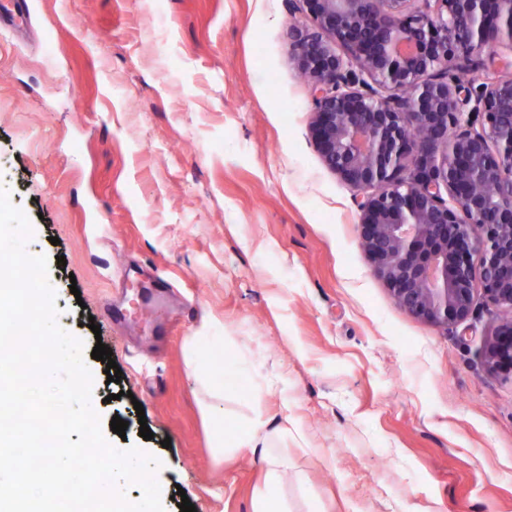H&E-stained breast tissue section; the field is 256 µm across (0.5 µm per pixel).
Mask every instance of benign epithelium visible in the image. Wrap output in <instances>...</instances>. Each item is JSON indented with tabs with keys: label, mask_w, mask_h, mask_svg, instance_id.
<instances>
[{
	"label": "benign epithelium",
	"mask_w": 512,
	"mask_h": 512,
	"mask_svg": "<svg viewBox=\"0 0 512 512\" xmlns=\"http://www.w3.org/2000/svg\"><path fill=\"white\" fill-rule=\"evenodd\" d=\"M300 2L312 140L376 275L426 322L466 321L479 287L512 312V0ZM485 363L512 371V317Z\"/></svg>",
	"instance_id": "benign-epithelium-1"
}]
</instances>
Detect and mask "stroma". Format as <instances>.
<instances>
[{
  "label": "stroma",
  "mask_w": 512,
  "mask_h": 512,
  "mask_svg": "<svg viewBox=\"0 0 512 512\" xmlns=\"http://www.w3.org/2000/svg\"><path fill=\"white\" fill-rule=\"evenodd\" d=\"M29 5L0 34V185L50 261L105 438L160 461L164 512L181 490L197 512H253L261 454L211 448L256 412L290 512H512V376L484 363L499 311L480 297L431 324L375 274L311 140L288 0ZM192 341L234 415L201 417ZM138 403L148 441L110 426Z\"/></svg>",
  "instance_id": "1"
}]
</instances>
